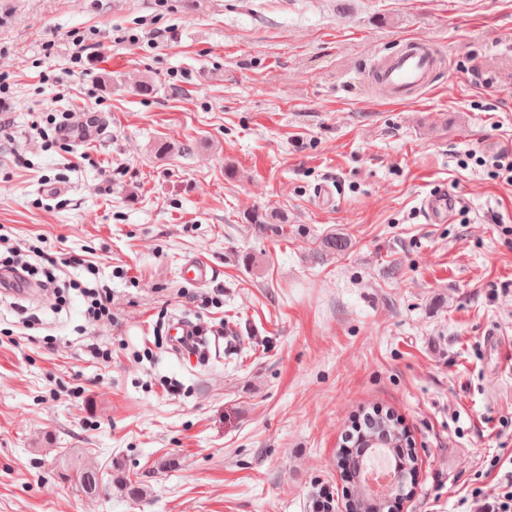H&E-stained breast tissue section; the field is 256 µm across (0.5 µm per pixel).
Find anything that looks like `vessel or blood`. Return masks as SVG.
Segmentation results:
<instances>
[{
	"label": "vessel or blood",
	"mask_w": 512,
	"mask_h": 512,
	"mask_svg": "<svg viewBox=\"0 0 512 512\" xmlns=\"http://www.w3.org/2000/svg\"><path fill=\"white\" fill-rule=\"evenodd\" d=\"M443 66L438 46L422 38L400 40L394 50L373 51L365 65L368 84L376 97L391 102H409L430 92ZM107 118L99 112L73 113L58 136L76 144H95L107 135ZM460 199L441 189L430 191L419 203V210L430 224L447 223ZM214 276L213 266L199 258L188 259L182 266L184 280L204 284ZM194 327L183 317H173L167 328L175 351H193L191 340Z\"/></svg>",
	"instance_id": "1"
}]
</instances>
